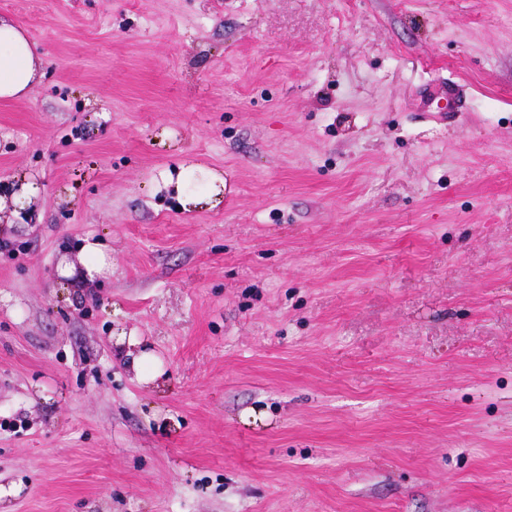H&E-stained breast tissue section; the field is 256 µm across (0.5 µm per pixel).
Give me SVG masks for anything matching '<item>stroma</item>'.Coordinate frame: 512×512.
Masks as SVG:
<instances>
[{
	"instance_id": "stroma-1",
	"label": "stroma",
	"mask_w": 512,
	"mask_h": 512,
	"mask_svg": "<svg viewBox=\"0 0 512 512\" xmlns=\"http://www.w3.org/2000/svg\"><path fill=\"white\" fill-rule=\"evenodd\" d=\"M0 18V512H512V0ZM39 51L13 23L0 18V98L21 97L37 77ZM84 262L83 270L78 274V279L84 282H92L97 275L104 272L108 265L106 257L96 242H88L83 246Z\"/></svg>"
}]
</instances>
